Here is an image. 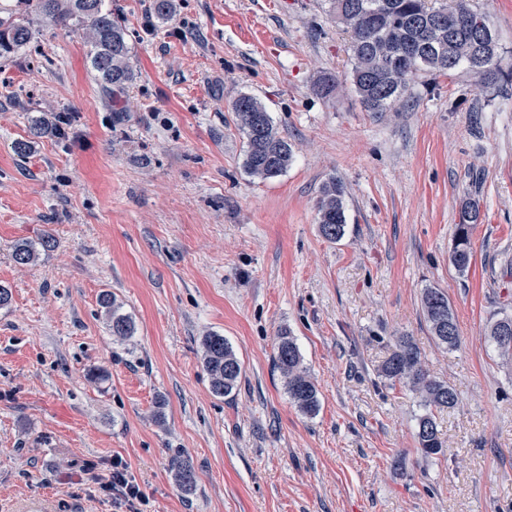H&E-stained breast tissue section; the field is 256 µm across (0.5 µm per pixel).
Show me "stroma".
<instances>
[{
    "mask_svg": "<svg viewBox=\"0 0 512 512\" xmlns=\"http://www.w3.org/2000/svg\"><path fill=\"white\" fill-rule=\"evenodd\" d=\"M473 2L512 66V0ZM152 4L104 0L131 48L127 106L104 96L80 30L36 7L31 42L0 58V512H115L93 477L117 455L141 512H512V360L489 336L512 316V83L422 73L368 112L350 87L314 89L351 70L328 0H174L166 20ZM243 94L293 148L279 176L244 168ZM63 111L65 137L33 138ZM332 177L347 218L335 242L317 223ZM470 202L462 276L450 255ZM47 235L52 251L13 261L17 241ZM427 288L447 293L458 347L436 346ZM106 290L135 323L126 340L108 328ZM284 328L315 415L273 366ZM211 332L242 363L223 398L201 361ZM400 336L458 393L436 415L434 458L416 438L425 407L378 373ZM96 367L107 380H88ZM176 458L193 493L172 479ZM176 486L184 493H192L196 487V476L193 468L186 462L174 460L171 464Z\"/></svg>",
    "mask_w": 512,
    "mask_h": 512,
    "instance_id": "stroma-1",
    "label": "stroma"
}]
</instances>
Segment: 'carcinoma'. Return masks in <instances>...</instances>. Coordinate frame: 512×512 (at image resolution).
I'll return each instance as SVG.
<instances>
[{
    "label": "carcinoma",
    "mask_w": 512,
    "mask_h": 512,
    "mask_svg": "<svg viewBox=\"0 0 512 512\" xmlns=\"http://www.w3.org/2000/svg\"><path fill=\"white\" fill-rule=\"evenodd\" d=\"M37 8L56 23L74 20L83 38L91 46L90 65L103 90L112 99L125 94L135 74L130 65V48L126 32L112 21V13L103 10V0H38ZM330 8L351 33V74L359 100L369 112H385L399 101L408 89L410 77L418 71L431 76H446L461 65L477 76L488 78L500 74L509 79L512 68L500 65L497 39L489 25L478 37L471 19L481 17L471 0H452L451 6L434 7L428 0H330ZM455 13L459 24L451 34L432 41V26L437 19ZM30 28L12 18L0 17V56L30 43ZM235 123L245 138L246 171L260 179L276 177L286 171L293 158L292 146L280 135L265 107L249 94L241 95L232 105ZM72 116L66 112L56 122H39L35 134L60 135L70 125ZM344 187L336 178L326 181L318 202V224L324 238L336 241L345 234L346 216ZM479 210L467 204L456 225L455 245L451 263L465 273L471 265L470 232L478 221ZM54 242L47 237L40 246L28 241L15 244L12 258L18 265H29L39 259V250L48 251ZM112 335L125 339L133 335L132 318L120 313L110 291L99 295ZM422 310L429 330L438 344L455 348L459 334L448 295L437 288L422 293ZM512 328V317L505 316L492 327L490 338L499 352L512 357V343L499 337L502 327ZM202 363L208 374L210 389L218 397L230 395L242 373L241 363L223 336L208 333L201 338ZM274 364L285 380L288 397L305 415H313L319 407L318 392L301 353L289 332L278 336ZM382 375L393 383L407 386L421 398L426 408L452 409L457 405L456 390L444 381L433 378L424 366L419 347L410 336H400L395 350L381 366ZM417 441L422 455L433 457L444 453L440 430L433 417H420ZM176 486L184 493L194 491L196 476L186 462L171 464Z\"/></svg>",
    "instance_id": "1"
}]
</instances>
